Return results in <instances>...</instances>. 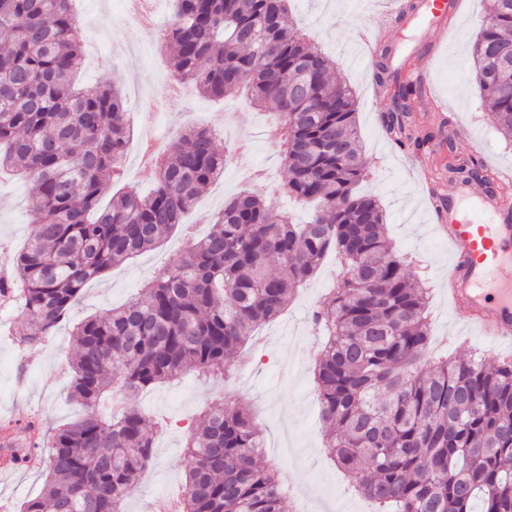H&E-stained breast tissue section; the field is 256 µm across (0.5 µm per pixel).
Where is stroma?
Masks as SVG:
<instances>
[{
  "label": "stroma",
  "instance_id": "1",
  "mask_svg": "<svg viewBox=\"0 0 512 512\" xmlns=\"http://www.w3.org/2000/svg\"><path fill=\"white\" fill-rule=\"evenodd\" d=\"M490 0H461L447 27L425 17L406 19L402 27L387 31L386 44L393 51V68L405 70L426 89L414 114L416 129L430 133L424 149L427 169L423 179L410 175L412 153L397 149L381 126L388 101L375 97L372 71L358 65L362 48L350 32L370 24L387 7V0H291L290 16L322 50L333 58L335 76L349 85L358 101L357 125L363 159L369 173L361 191L374 194L386 214L389 238L411 261V272L428 288L432 334L440 339L439 354L463 358L482 353L495 361L497 352L479 336L469 343H453L460 327L448 310V243L434 231L438 210L426 197L427 184L440 185L444 194H457L460 184L448 175V155L472 156L494 175L512 181V142L491 124L488 109L473 78L471 46L489 13ZM76 14L84 34L78 79L82 86L112 83L123 89L131 126L123 183L149 191L150 182L137 174L138 144L142 134L163 142L174 140L191 127L219 131L229 125L221 140L231 147L238 135L254 136V168H274L278 183L288 172L280 168L273 144L257 138L271 115L244 104L241 98L214 101L197 92L165 99L173 74L162 40L142 30L126 13L124 0H77ZM149 91L164 97V109L145 122L140 94ZM266 194L267 183L244 179L239 170L226 169L159 247L115 266L103 278L83 289L73 317L103 316L136 297L164 265L179 261L188 237L202 238L225 201L243 188ZM35 218L30 208L29 185L0 176V256L22 249ZM336 274L334 257H327L316 276L301 288L288 309L259 327L241 348L250 368L235 365L226 380L183 374L175 380L133 397L137 408L156 417L154 465L142 477L127 501L128 512H154L157 499L177 497L188 459L186 431L208 407H221L225 398L240 399L253 412L264 432L266 455L280 462L278 479L292 491L295 512H374L373 505L348 488V480L323 449V427L314 392L312 369L322 337L311 335L308 314L322 301ZM23 319L18 306H0V422L36 418L39 427L27 440L33 467L0 474V503L8 512L45 489L40 464L50 452L51 435L60 425L82 415L69 395L73 355L70 326H63L41 346L26 348L6 336V329Z\"/></svg>",
  "mask_w": 512,
  "mask_h": 512
}]
</instances>
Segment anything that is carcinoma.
Returning <instances> with one entry per match:
<instances>
[{
  "instance_id": "1",
  "label": "carcinoma",
  "mask_w": 512,
  "mask_h": 512,
  "mask_svg": "<svg viewBox=\"0 0 512 512\" xmlns=\"http://www.w3.org/2000/svg\"><path fill=\"white\" fill-rule=\"evenodd\" d=\"M490 10L473 46L476 83L498 132L512 138V0ZM0 170L24 175L37 216L28 245L0 277L25 320L8 334L36 347L71 320L87 283L152 250L222 174L215 134L189 128L153 170V191L112 196L130 131L122 90L73 82L83 38L72 0H0ZM165 42L174 77L214 98L245 95L281 118L286 190L315 205L306 224L243 191L224 203L179 263L130 303L73 324L71 398L85 413L53 435L47 486L19 512H126L153 465L154 421L131 397L184 374L227 377L254 329L280 315L335 256L339 274L313 310L325 336L313 369L327 454L356 494L385 512H512V361L431 355L428 291L385 232L365 177L353 91L290 21L288 0H175ZM383 124L400 148L420 89L391 80ZM448 173L488 187L475 158ZM261 430L230 400L187 431L178 512H292L277 470L258 463Z\"/></svg>"
}]
</instances>
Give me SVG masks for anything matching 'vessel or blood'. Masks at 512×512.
<instances>
[{"label": "vessel or blood", "mask_w": 512, "mask_h": 512, "mask_svg": "<svg viewBox=\"0 0 512 512\" xmlns=\"http://www.w3.org/2000/svg\"><path fill=\"white\" fill-rule=\"evenodd\" d=\"M398 10L383 15L376 31L362 29L355 39L366 61L376 59L379 32L395 25ZM488 215L485 223L474 222L461 210L441 214L438 232L451 251L448 266V300L455 320L475 328L488 341L512 346V280L500 281L499 273L512 266V196L485 194L466 189Z\"/></svg>", "instance_id": "b4317fda"}]
</instances>
